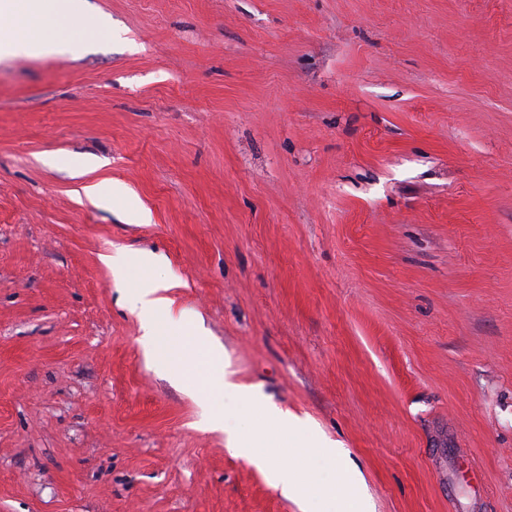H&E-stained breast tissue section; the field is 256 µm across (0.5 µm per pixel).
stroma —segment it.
Here are the masks:
<instances>
[{"label":"stroma","mask_w":512,"mask_h":512,"mask_svg":"<svg viewBox=\"0 0 512 512\" xmlns=\"http://www.w3.org/2000/svg\"><path fill=\"white\" fill-rule=\"evenodd\" d=\"M89 3L113 36L0 57V512H298L206 429L263 427L221 371L374 512H512V0ZM171 285L166 282L150 281L142 288H137L128 299L130 311L137 316L143 330L146 345H151L157 332L156 317L164 312L169 315L170 326L176 336L184 331V315H172L174 299L169 295ZM219 381L221 388H224V394L247 399L250 407L260 414L269 429H297L303 432L308 430L303 422H301L297 417L288 414V412H283L277 408L271 407L259 399H256L257 403L250 400L247 396H252L251 393L245 392L242 387L233 382L225 372L224 378L221 375L219 377Z\"/></svg>","instance_id":"obj_1"}]
</instances>
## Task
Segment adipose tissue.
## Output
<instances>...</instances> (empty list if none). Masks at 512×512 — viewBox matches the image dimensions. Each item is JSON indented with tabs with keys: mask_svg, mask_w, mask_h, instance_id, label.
Listing matches in <instances>:
<instances>
[{
	"mask_svg": "<svg viewBox=\"0 0 512 512\" xmlns=\"http://www.w3.org/2000/svg\"><path fill=\"white\" fill-rule=\"evenodd\" d=\"M83 7L84 0H0V13L15 19L14 24L0 27V56L21 52L45 56L64 54L68 48L69 22ZM169 291V284L151 281L136 289L128 299L130 311L140 321L145 343H152L156 335L159 313L170 314V326L175 334L184 330L183 317L172 314L174 300ZM207 425L214 431H226L228 448L264 471L274 489L294 502L299 512H316L313 494L289 454L260 455V448L267 445L265 433L244 436L227 430L223 414L213 410L207 413Z\"/></svg>",
	"mask_w": 512,
	"mask_h": 512,
	"instance_id": "ef3b65f1",
	"label": "adipose tissue"
}]
</instances>
